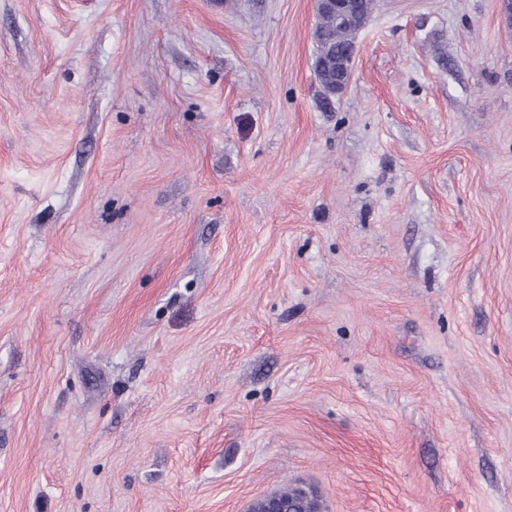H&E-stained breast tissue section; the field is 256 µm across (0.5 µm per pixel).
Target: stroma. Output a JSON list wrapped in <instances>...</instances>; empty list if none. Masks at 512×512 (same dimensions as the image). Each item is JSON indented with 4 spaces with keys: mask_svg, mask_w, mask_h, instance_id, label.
<instances>
[{
    "mask_svg": "<svg viewBox=\"0 0 512 512\" xmlns=\"http://www.w3.org/2000/svg\"><path fill=\"white\" fill-rule=\"evenodd\" d=\"M0 0V512H512V7ZM351 0H316V11L333 5L336 13L323 11L318 13V24L314 36L316 55L314 70L318 73V82L323 89V99L329 104L343 89V77L336 72V67L326 65L330 58L336 57V50L347 48L354 42L355 34L359 31L353 25H345L337 21L336 14L345 18Z\"/></svg>",
    "mask_w": 512,
    "mask_h": 512,
    "instance_id": "35a3bbf8",
    "label": "stroma"
}]
</instances>
